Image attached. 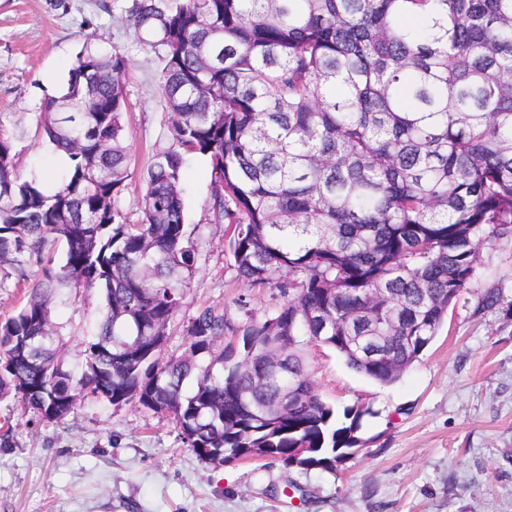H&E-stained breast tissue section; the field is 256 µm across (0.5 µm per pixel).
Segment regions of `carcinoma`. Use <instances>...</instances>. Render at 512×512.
<instances>
[{
	"mask_svg": "<svg viewBox=\"0 0 512 512\" xmlns=\"http://www.w3.org/2000/svg\"><path fill=\"white\" fill-rule=\"evenodd\" d=\"M133 16L164 49L173 140L143 177L140 223L117 207L129 177L121 54L86 43L43 102L41 136L69 159L56 189L21 179L0 136V269L42 271L0 321V399L47 421L90 397L135 402L174 419L212 465L257 448L287 467L308 448L297 469L334 470L373 412L337 414L303 347L395 384L472 286L480 243L512 236V0H140ZM187 154L219 174L212 210L233 227L237 276L284 300L241 324L205 307L167 357L197 263ZM61 288L103 291L78 370L56 343ZM227 334L236 344L217 346ZM359 336L383 337L387 357L365 359Z\"/></svg>",
	"mask_w": 512,
	"mask_h": 512,
	"instance_id": "1",
	"label": "carcinoma"
}]
</instances>
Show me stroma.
Here are the masks:
<instances>
[{
  "mask_svg": "<svg viewBox=\"0 0 512 512\" xmlns=\"http://www.w3.org/2000/svg\"><path fill=\"white\" fill-rule=\"evenodd\" d=\"M135 0H0V131L14 145L21 179L67 171L42 141L37 117L60 95L88 37L126 59L123 139L130 178L117 205L142 218L140 192L154 152L173 143L161 83L162 48L138 40ZM184 222L197 270L170 324L166 355L184 350V327L207 306L234 322L264 319L280 296L237 277L232 228L213 221L222 184L209 160L185 158ZM477 278L448 310L420 360L394 385L350 369L323 345L304 349L306 373L336 409L372 407L367 443L336 470L300 472L244 460L200 461L175 421L134 403L83 401L61 421L0 400V512H512V241L483 244ZM499 300L484 308L485 290ZM99 289H64L53 316L69 367L100 322Z\"/></svg>",
  "mask_w": 512,
  "mask_h": 512,
  "instance_id": "obj_1",
  "label": "stroma"
}]
</instances>
